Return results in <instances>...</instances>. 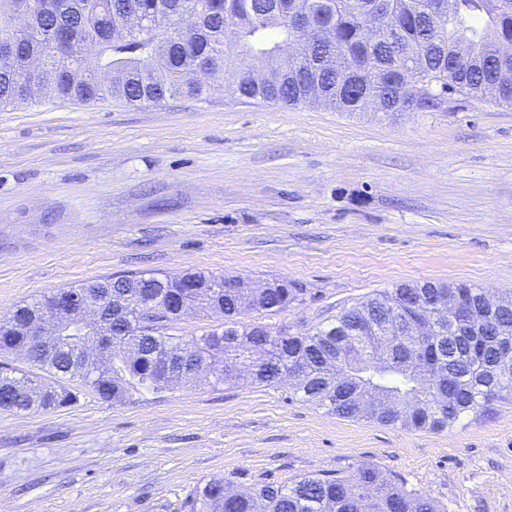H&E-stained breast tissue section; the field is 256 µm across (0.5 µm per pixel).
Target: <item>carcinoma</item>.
<instances>
[{
	"instance_id": "cac0c4a2",
	"label": "carcinoma",
	"mask_w": 512,
	"mask_h": 512,
	"mask_svg": "<svg viewBox=\"0 0 512 512\" xmlns=\"http://www.w3.org/2000/svg\"><path fill=\"white\" fill-rule=\"evenodd\" d=\"M43 0L36 11L22 10L0 24V45H11L15 62L0 67V106L52 98L90 102L103 98L72 72L91 53L96 62L120 73L107 96L130 105L167 98L202 97L211 85L195 76L199 68L230 73L227 89L240 99L297 106L315 93L320 105L338 112H364L365 97L385 102L384 114L428 112L436 98L455 94L489 97L512 106V80L500 76L498 45L512 42V0ZM43 63L27 71L26 59ZM213 273L177 276L134 274L71 285L89 291L106 322L112 299L139 288L190 300L200 310L217 309L224 328L205 329L186 340L168 333L169 321L151 325L142 314L118 337L133 355L112 354L107 364L80 366L75 341L44 336L39 342L17 333L0 335V354L25 355L29 369L0 362V410L39 413L74 404L82 392L121 402L139 390L159 391L207 377L218 355L251 361V349L265 357L250 373L269 386L294 375V393L340 417L440 432L463 417L481 414L512 395V353L498 350L512 337V299L495 312L483 309L479 288L431 282L400 284L374 294L305 333L249 326L236 317L253 310H283L304 301L306 289L291 281L263 295L232 290L192 293L180 287ZM462 294L473 298L466 325L448 336V321L429 308L432 299ZM52 295L16 306L19 323L32 319ZM435 319V334L418 332ZM46 374L57 391L25 383ZM77 380V386L67 382ZM201 512H437L429 497L382 476L378 466L360 464L348 478L305 477L290 485L267 482L237 492L222 479L196 488Z\"/></svg>"
}]
</instances>
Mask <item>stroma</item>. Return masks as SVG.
Wrapping results in <instances>:
<instances>
[{
  "instance_id": "1",
  "label": "stroma",
  "mask_w": 512,
  "mask_h": 512,
  "mask_svg": "<svg viewBox=\"0 0 512 512\" xmlns=\"http://www.w3.org/2000/svg\"><path fill=\"white\" fill-rule=\"evenodd\" d=\"M294 281L247 324L303 332L402 283L512 292V107L454 95L395 118L207 100L0 107V317L132 272ZM376 464L439 512H512V396L433 433L346 419L288 383L178 386L0 411V512H189Z\"/></svg>"
}]
</instances>
